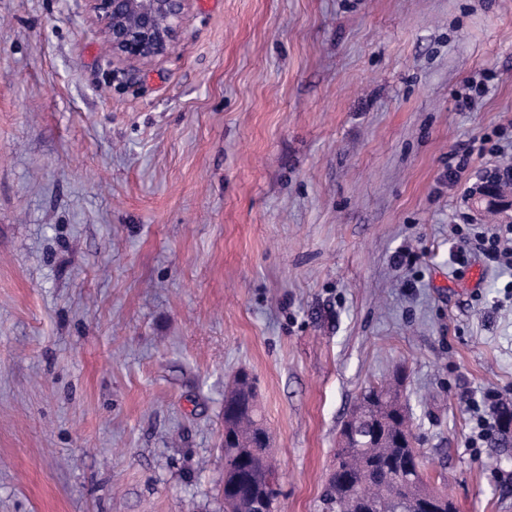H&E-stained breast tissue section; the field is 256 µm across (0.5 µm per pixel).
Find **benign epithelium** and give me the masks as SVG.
Instances as JSON below:
<instances>
[{"instance_id":"7a95c632","label":"benign epithelium","mask_w":512,"mask_h":512,"mask_svg":"<svg viewBox=\"0 0 512 512\" xmlns=\"http://www.w3.org/2000/svg\"><path fill=\"white\" fill-rule=\"evenodd\" d=\"M91 20L101 30L105 58L136 70L166 56L177 43L193 0H87ZM479 202L489 208L512 210V200L504 201L495 186L484 189ZM377 426L366 428L356 415L342 426L343 436L358 439L378 436ZM448 494L433 487L425 512H438Z\"/></svg>"}]
</instances>
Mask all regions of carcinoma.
I'll use <instances>...</instances> for the list:
<instances>
[{"instance_id":"obj_1","label":"carcinoma","mask_w":512,"mask_h":512,"mask_svg":"<svg viewBox=\"0 0 512 512\" xmlns=\"http://www.w3.org/2000/svg\"><path fill=\"white\" fill-rule=\"evenodd\" d=\"M253 379L235 375L224 396V462L228 466L224 486V512H275L277 490L268 478L276 472L270 449L259 435H269L259 421ZM400 384L372 383L360 394L356 407L364 415L383 419L386 435L377 442L348 443L336 451L335 463L322 495L324 512H354L352 501L362 499L371 512H396L395 484L407 489L404 506L418 512L419 495L428 491L431 479L425 461L412 464L411 449L400 439L411 435L409 408L401 407Z\"/></svg>"}]
</instances>
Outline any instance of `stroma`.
<instances>
[{
  "label": "stroma",
  "mask_w": 512,
  "mask_h": 512,
  "mask_svg": "<svg viewBox=\"0 0 512 512\" xmlns=\"http://www.w3.org/2000/svg\"><path fill=\"white\" fill-rule=\"evenodd\" d=\"M504 156L512 0H194L133 78L85 0H0V512H224L242 368L277 512H323L397 376L457 512H512V432L470 446L467 405L512 409V270L452 257ZM491 138L485 136L480 140V145L476 149L475 143L476 141H472L469 143H460L456 145L449 153H448V182L449 183H457L461 178L462 173H464L467 169L468 159L473 155L475 151L478 153H493L497 154L500 151V148L496 145H492L491 147H487L486 145L491 142Z\"/></svg>",
  "instance_id": "1"
}]
</instances>
